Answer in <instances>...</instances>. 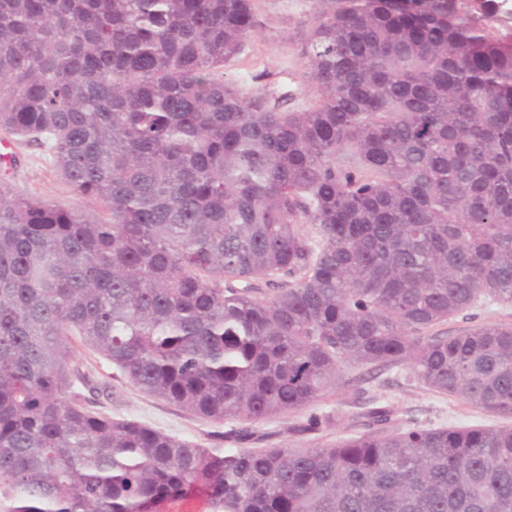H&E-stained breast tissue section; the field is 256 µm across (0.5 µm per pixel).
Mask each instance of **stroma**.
<instances>
[{
  "label": "stroma",
  "instance_id": "1",
  "mask_svg": "<svg viewBox=\"0 0 512 512\" xmlns=\"http://www.w3.org/2000/svg\"><path fill=\"white\" fill-rule=\"evenodd\" d=\"M312 13V0H256L257 33L238 61L225 66V78L235 81L246 93L253 95L269 89L271 82L258 77L259 72L267 70L275 73V80L281 86L312 96L314 90L306 82L299 55V42ZM15 152L14 164L0 163V181L65 208H85V201L73 193L56 172L46 148L19 143ZM75 360L83 370L107 381L108 392L98 398L94 408L112 417L134 420L207 448L225 447V432L237 426L233 420L213 423L200 419L139 391L125 379L113 378L111 364L89 347L77 346ZM364 378L361 394L340 389L313 403L312 412L329 418L318 431H301L300 426L306 420V414L302 412L283 414L255 424V431L262 437L261 447L318 448L333 444L344 435L362 432L358 416L376 399L388 402L394 408L390 424L394 432L413 426L512 427V416L496 415L454 397L435 393L415 382L409 370L402 366L368 372Z\"/></svg>",
  "mask_w": 512,
  "mask_h": 512
}]
</instances>
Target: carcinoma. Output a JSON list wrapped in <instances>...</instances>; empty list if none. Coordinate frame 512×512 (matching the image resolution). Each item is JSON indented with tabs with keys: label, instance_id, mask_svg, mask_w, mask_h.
Masks as SVG:
<instances>
[{
	"label": "carcinoma",
	"instance_id": "obj_1",
	"mask_svg": "<svg viewBox=\"0 0 512 512\" xmlns=\"http://www.w3.org/2000/svg\"><path fill=\"white\" fill-rule=\"evenodd\" d=\"M313 4L295 109L219 72L254 0H0V132L104 211L0 191L7 512H512V428L390 433L380 405L325 448H205L82 393L77 340L217 423L357 366L512 416V322L435 330L512 307V29L493 0ZM507 312L511 316H506ZM499 320H512V309L509 311L501 309L496 304H486L482 307L467 310L446 324L439 327L448 334H456L459 330L476 324L497 322Z\"/></svg>",
	"mask_w": 512,
	"mask_h": 512
}]
</instances>
